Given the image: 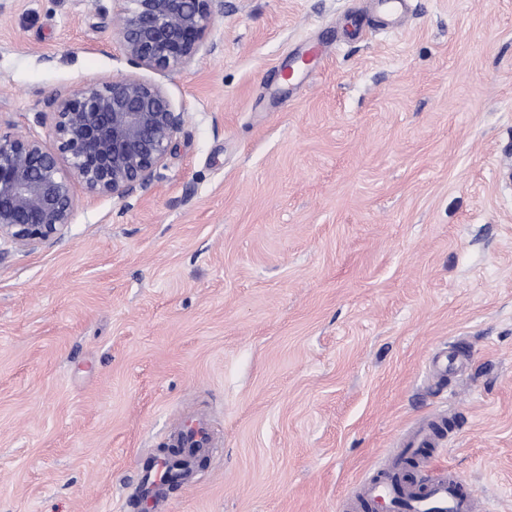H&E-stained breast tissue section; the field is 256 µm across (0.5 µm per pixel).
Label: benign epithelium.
Masks as SVG:
<instances>
[{"label":"benign epithelium","mask_w":512,"mask_h":512,"mask_svg":"<svg viewBox=\"0 0 512 512\" xmlns=\"http://www.w3.org/2000/svg\"><path fill=\"white\" fill-rule=\"evenodd\" d=\"M128 62L174 71L198 51L224 0H111ZM46 102L53 140L0 132V241L25 249L59 238L73 214V186L123 199L164 166L184 122L162 86L104 79Z\"/></svg>","instance_id":"7a95c632"}]
</instances>
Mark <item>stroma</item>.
Listing matches in <instances>:
<instances>
[{
  "label": "stroma",
  "instance_id": "obj_1",
  "mask_svg": "<svg viewBox=\"0 0 512 512\" xmlns=\"http://www.w3.org/2000/svg\"><path fill=\"white\" fill-rule=\"evenodd\" d=\"M133 73L184 114L152 184L0 245V512H119L182 415L214 447L167 512H343L443 396L434 469L512 512V0H224L166 73L110 0H0V130ZM467 350L459 345L451 346L434 354L428 361V371L432 377H445L462 372L467 362Z\"/></svg>",
  "mask_w": 512,
  "mask_h": 512
}]
</instances>
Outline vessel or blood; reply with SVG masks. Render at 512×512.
<instances>
[{
  "mask_svg": "<svg viewBox=\"0 0 512 512\" xmlns=\"http://www.w3.org/2000/svg\"><path fill=\"white\" fill-rule=\"evenodd\" d=\"M467 355L462 346L446 348L429 359L428 371L434 377L462 372ZM447 421L448 412L442 408L403 434L401 444L409 448V457L393 456L383 461L379 477L360 488L353 503L355 512H398L402 507L407 512H425L431 506L438 507L440 512H486L484 500L455 470L437 473L419 489L405 480L407 458L418 459L425 449L442 447ZM175 428L185 440L186 456H202L211 448V436L204 423L190 426L179 421ZM139 483L143 492L139 498L130 501V508L134 512H166L164 488L169 477L164 461L140 463Z\"/></svg>",
  "mask_w": 512,
  "mask_h": 512,
  "instance_id": "b4317fda",
  "label": "vessel or blood"
}]
</instances>
